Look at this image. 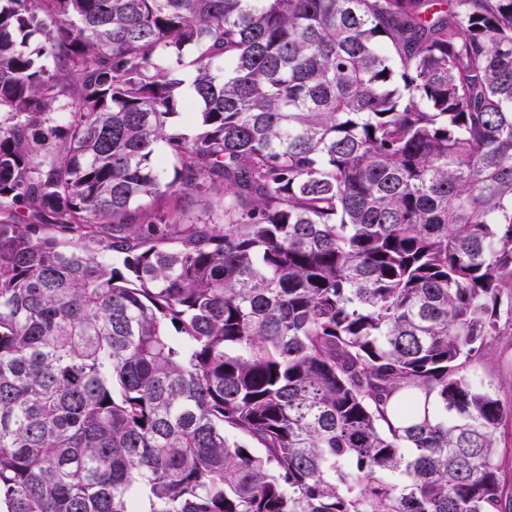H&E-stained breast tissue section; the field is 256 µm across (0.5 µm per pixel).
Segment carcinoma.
Returning <instances> with one entry per match:
<instances>
[{"instance_id": "carcinoma-1", "label": "carcinoma", "mask_w": 512, "mask_h": 512, "mask_svg": "<svg viewBox=\"0 0 512 512\" xmlns=\"http://www.w3.org/2000/svg\"><path fill=\"white\" fill-rule=\"evenodd\" d=\"M504 315L512 0H0L4 512H512ZM221 198L222 196L215 192H209L206 195L194 197L182 203L171 198H164L158 200L153 208L173 209L181 205L186 211L181 224H188V220L197 222L198 220L208 219L210 211L216 210ZM500 330L484 354L468 366L467 374L475 386L492 392L506 408H512V334L505 319ZM501 440L499 462L505 481L512 486V421L501 429Z\"/></svg>"}]
</instances>
